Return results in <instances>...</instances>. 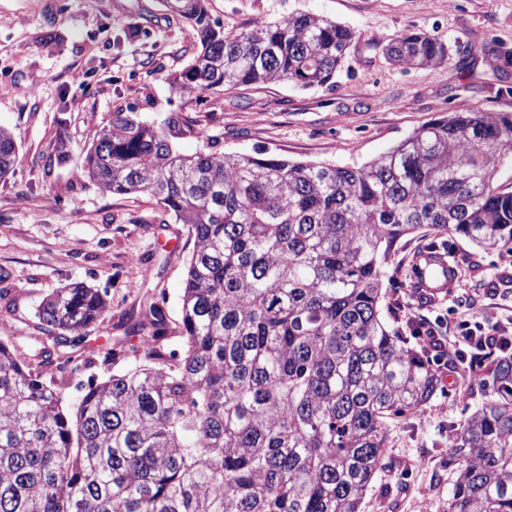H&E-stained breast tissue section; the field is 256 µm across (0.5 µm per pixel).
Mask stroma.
<instances>
[{
    "label": "stroma",
    "instance_id": "1",
    "mask_svg": "<svg viewBox=\"0 0 512 512\" xmlns=\"http://www.w3.org/2000/svg\"><path fill=\"white\" fill-rule=\"evenodd\" d=\"M213 20L235 33L305 11L352 28L356 40L333 85L272 82L180 92L167 76L187 66L199 41L161 0H0V127L14 136L13 172L0 180V338L30 350L36 312L57 288L107 291L110 310L72 347L79 369L57 376L64 404L76 380L121 370L106 352L130 348L126 321L145 306L180 319L193 239L151 194L113 195L81 175L97 131L129 108L185 121L178 152L278 157L359 167L430 121L458 111L512 113V0H207ZM419 31L448 43L444 65L401 69L383 54L396 35ZM65 140L69 155L57 159ZM425 250L445 253L455 288L422 298L411 282ZM381 305L388 329L421 348L394 314L409 295L418 312L448 314L445 346L461 319L512 312V251H483L421 229L402 238L386 266ZM439 386L420 411L388 425L386 455L362 512H446L456 430L485 402L492 379L472 382L435 366Z\"/></svg>",
    "mask_w": 512,
    "mask_h": 512
}]
</instances>
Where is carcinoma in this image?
<instances>
[{"label": "carcinoma", "mask_w": 512, "mask_h": 512, "mask_svg": "<svg viewBox=\"0 0 512 512\" xmlns=\"http://www.w3.org/2000/svg\"><path fill=\"white\" fill-rule=\"evenodd\" d=\"M200 44L168 76L182 92L332 83L354 41L309 13L224 33L206 0H163ZM402 69L450 61L425 32L384 47ZM134 110L112 113L83 175L115 195L148 192L194 247L180 348L152 304L126 329L140 349L66 408L42 379L60 348L108 311L107 293L56 289L36 317L52 343L37 363L0 339V512H361L388 422L437 389L422 353L380 312L395 245L426 227L484 251L512 250V113L439 117L359 168L173 150ZM17 159L0 128V179ZM495 391L448 453V512H512V352L489 363Z\"/></svg>", "instance_id": "carcinoma-1"}]
</instances>
